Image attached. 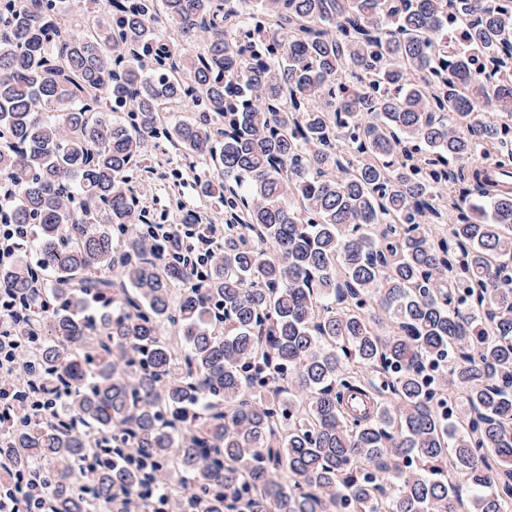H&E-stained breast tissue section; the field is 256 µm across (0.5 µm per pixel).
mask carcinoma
Returning <instances> with one entry per match:
<instances>
[{
    "instance_id": "obj_1",
    "label": "carcinoma",
    "mask_w": 512,
    "mask_h": 512,
    "mask_svg": "<svg viewBox=\"0 0 512 512\" xmlns=\"http://www.w3.org/2000/svg\"><path fill=\"white\" fill-rule=\"evenodd\" d=\"M201 111L199 119L174 113ZM165 144L202 274L137 172ZM512 0H0L4 512H512ZM172 160L167 165L166 169H158L156 175L148 174L151 178L149 181L154 187L155 200L150 210L154 213L153 217L157 222H160L159 216L161 212L164 214V222L160 227L159 234H162L164 240L177 236L180 240L186 241V248L184 253L181 254V259L189 266L197 267L198 264H205L210 260L219 249L218 242L223 239V225L213 224L209 229H193L189 224H171L172 210L167 209V185L171 179V170L182 164L181 159L172 154ZM163 175L167 177L164 178ZM166 235V236H165ZM217 244V245H216ZM216 245V246H215ZM2 226L4 229L1 228L0 232V262L1 265H6L26 249L28 231L17 224L15 228H12L13 225L10 224Z\"/></svg>"
}]
</instances>
